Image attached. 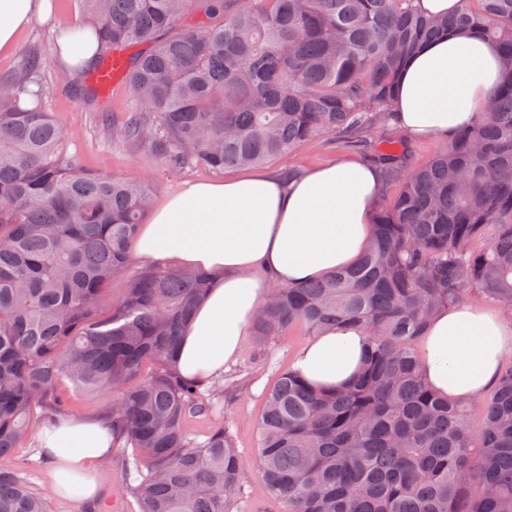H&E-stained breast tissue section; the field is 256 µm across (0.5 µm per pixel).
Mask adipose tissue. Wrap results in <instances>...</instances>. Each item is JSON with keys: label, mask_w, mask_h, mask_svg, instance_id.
I'll list each match as a JSON object with an SVG mask.
<instances>
[{"label": "adipose tissue", "mask_w": 512, "mask_h": 512, "mask_svg": "<svg viewBox=\"0 0 512 512\" xmlns=\"http://www.w3.org/2000/svg\"><path fill=\"white\" fill-rule=\"evenodd\" d=\"M52 0H0V53H10L32 21L47 20ZM58 61L78 75L98 56L91 32L63 36ZM500 78L497 47L480 31L453 33L406 62L394 107L411 139H441L485 111ZM381 173L344 157L283 180L255 170L221 181L186 184L141 225L134 255L204 269L215 279L182 339L177 369L207 383L239 355L241 339L273 285L321 278L353 264L368 244L379 205ZM419 360L438 394L471 400L493 389L512 355V319L465 302L442 310L418 340ZM366 336L355 328L325 331L298 352L293 367L312 385L336 390L359 373ZM56 493L97 497L92 476L112 450L101 416L61 417L39 431Z\"/></svg>", "instance_id": "1"}]
</instances>
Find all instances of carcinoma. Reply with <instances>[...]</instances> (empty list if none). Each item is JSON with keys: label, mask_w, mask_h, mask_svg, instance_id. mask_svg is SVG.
I'll use <instances>...</instances> for the list:
<instances>
[{"label": "carcinoma", "mask_w": 512, "mask_h": 512, "mask_svg": "<svg viewBox=\"0 0 512 512\" xmlns=\"http://www.w3.org/2000/svg\"><path fill=\"white\" fill-rule=\"evenodd\" d=\"M74 2L102 47L78 96L105 109L87 78L136 49L112 143L148 146L172 174L257 166L314 141L380 168L358 262L276 288L253 323L262 347L296 325L368 336L349 386L326 393L290 368L266 395L254 467L283 512H512V359L474 432L472 403L434 393L416 349L444 307L512 303V0H459L449 20L417 0ZM474 28L501 49L490 108L417 166L392 106L401 67L428 40ZM44 66L32 52L0 77V459L66 410L68 381L112 394V449L133 450L138 512H231L244 462L224 404L174 369L210 279L133 266L151 184L75 163L43 106ZM200 417L212 422L202 442L185 429ZM0 512H50L49 500L0 465Z\"/></svg>", "instance_id": "obj_1"}]
</instances>
